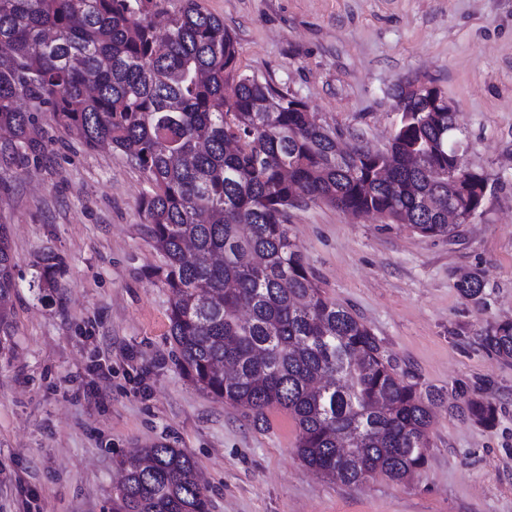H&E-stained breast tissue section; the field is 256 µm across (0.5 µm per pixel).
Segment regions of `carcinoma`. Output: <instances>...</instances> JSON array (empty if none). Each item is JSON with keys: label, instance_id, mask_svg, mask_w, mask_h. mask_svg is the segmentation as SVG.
Returning <instances> with one entry per match:
<instances>
[{"label": "carcinoma", "instance_id": "carcinoma-1", "mask_svg": "<svg viewBox=\"0 0 512 512\" xmlns=\"http://www.w3.org/2000/svg\"><path fill=\"white\" fill-rule=\"evenodd\" d=\"M163 0H0V166L38 160L53 126L88 149L107 146L144 175L138 206L169 289V335L194 386L256 422L281 408L296 453L327 479L403 483L427 461L432 408L444 401L398 372L380 341L336 303L288 231L289 212L323 202L451 239L448 206L470 216L486 176L437 179L463 145L438 91H410L386 151L342 154L305 102L237 67L238 41L198 0H183L164 34ZM10 236L0 224V349L12 327ZM48 253L30 287H63ZM484 273L458 284L482 299ZM512 362V323L482 337ZM461 416L490 426L496 407L464 390ZM112 512H210L196 461L181 448H134L119 461Z\"/></svg>", "mask_w": 512, "mask_h": 512}]
</instances>
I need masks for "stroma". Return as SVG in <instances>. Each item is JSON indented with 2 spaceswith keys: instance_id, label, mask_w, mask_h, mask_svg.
<instances>
[{
  "instance_id": "stroma-1",
  "label": "stroma",
  "mask_w": 512,
  "mask_h": 512,
  "mask_svg": "<svg viewBox=\"0 0 512 512\" xmlns=\"http://www.w3.org/2000/svg\"><path fill=\"white\" fill-rule=\"evenodd\" d=\"M200 3L235 35L241 73L304 101L345 142L385 149L395 86L436 88L464 133V166L489 180L482 216L452 243L321 202L290 213L327 294L443 392L428 461L404 483L343 486L299 460L287 411L258 425L197 390L175 363L169 293L146 276L160 257L142 230L143 174L55 130L42 162L0 168L17 282L0 352V512H111L118 461L157 443L197 462L212 512H512V362L481 345L512 322V0ZM50 250L64 286L38 298L33 264ZM473 271L478 304L458 290ZM482 383L498 407L490 428L463 420L455 394Z\"/></svg>"
}]
</instances>
